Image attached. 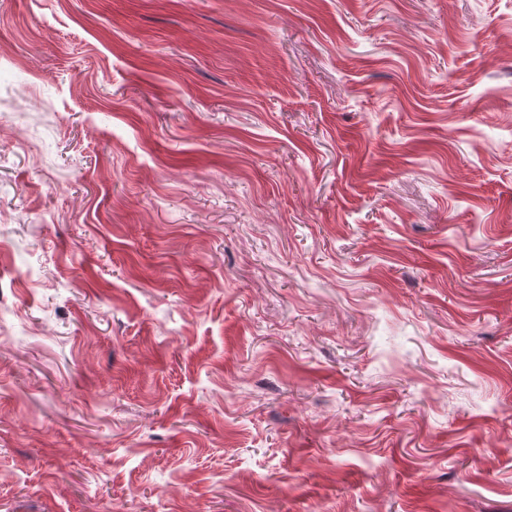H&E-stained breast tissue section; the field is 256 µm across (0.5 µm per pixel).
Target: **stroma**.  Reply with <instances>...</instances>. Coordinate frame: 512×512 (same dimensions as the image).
<instances>
[{
  "label": "stroma",
  "instance_id": "35a3bbf8",
  "mask_svg": "<svg viewBox=\"0 0 512 512\" xmlns=\"http://www.w3.org/2000/svg\"><path fill=\"white\" fill-rule=\"evenodd\" d=\"M0 512H512V0H0Z\"/></svg>",
  "mask_w": 512,
  "mask_h": 512
}]
</instances>
